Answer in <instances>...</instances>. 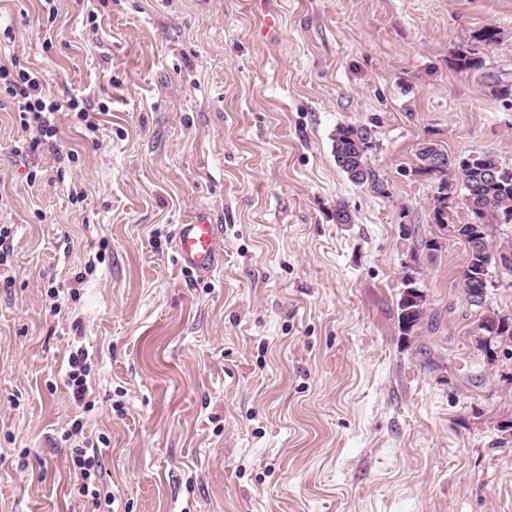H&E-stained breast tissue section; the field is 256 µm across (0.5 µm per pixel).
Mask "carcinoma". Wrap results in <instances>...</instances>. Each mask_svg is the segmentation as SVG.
<instances>
[{
  "instance_id": "carcinoma-1",
  "label": "carcinoma",
  "mask_w": 512,
  "mask_h": 512,
  "mask_svg": "<svg viewBox=\"0 0 512 512\" xmlns=\"http://www.w3.org/2000/svg\"><path fill=\"white\" fill-rule=\"evenodd\" d=\"M501 30L493 25L482 26L472 32L467 44L457 47L453 53L454 65L459 70H476L485 64L479 48L492 47L500 42ZM372 128L367 125L341 124L333 134V155L337 166L348 179L358 185L368 184L382 197L389 196V186L370 166L369 152L372 149ZM483 169L495 170V178L486 179ZM438 178L436 196L432 209V223L441 229L448 227V195L460 198L472 195L477 208L468 209L470 221L461 225L459 234L475 238L477 244L466 251V261L461 275L464 293L470 297L483 293V286L491 284L490 273L483 269V252L490 246L499 251L504 246L496 245L490 238L492 224L512 223V167L503 165L493 152L475 156L471 162H448L445 169L435 173ZM472 327L469 330L477 346L491 355L498 346L512 347V317L488 306L480 309L471 304ZM427 317V302L418 300L405 304L397 302L398 328L403 336H414Z\"/></svg>"
}]
</instances>
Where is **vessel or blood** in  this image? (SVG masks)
Masks as SVG:
<instances>
[{
  "instance_id": "vessel-or-blood-1",
  "label": "vessel or blood",
  "mask_w": 512,
  "mask_h": 512,
  "mask_svg": "<svg viewBox=\"0 0 512 512\" xmlns=\"http://www.w3.org/2000/svg\"><path fill=\"white\" fill-rule=\"evenodd\" d=\"M176 260L186 269L210 276L219 266L220 248L217 225L207 216L180 225L175 241Z\"/></svg>"
}]
</instances>
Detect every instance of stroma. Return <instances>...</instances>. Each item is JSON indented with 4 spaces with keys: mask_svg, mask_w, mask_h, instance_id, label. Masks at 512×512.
Here are the masks:
<instances>
[{
    "mask_svg": "<svg viewBox=\"0 0 512 512\" xmlns=\"http://www.w3.org/2000/svg\"><path fill=\"white\" fill-rule=\"evenodd\" d=\"M486 24L500 43L457 70ZM14 59L100 124L58 113L35 147L0 92V512H92L76 420L110 442L112 512H512V360L470 336L466 248L414 169L426 139L512 166V0H0ZM347 123L389 197L337 166ZM199 211L209 277L174 259ZM411 266L439 325L405 343ZM77 338L88 410L62 381ZM501 30L493 25H486L474 30L467 45L459 46L453 53V63L459 70H476L485 64L479 48L492 47L500 42Z\"/></svg>",
    "mask_w": 512,
    "mask_h": 512,
    "instance_id": "stroma-1",
    "label": "stroma"
}]
</instances>
